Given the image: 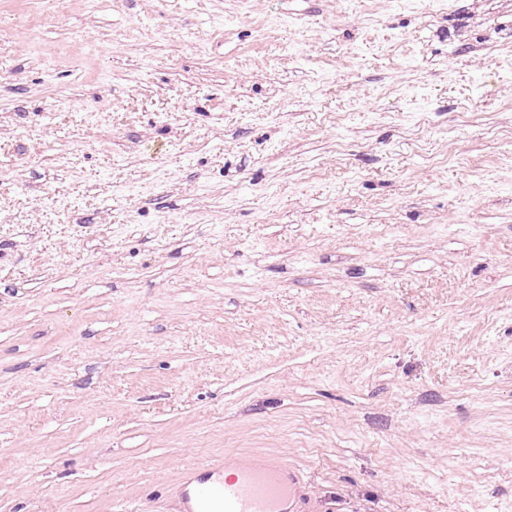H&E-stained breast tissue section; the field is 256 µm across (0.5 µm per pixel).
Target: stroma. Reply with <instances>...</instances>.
Wrapping results in <instances>:
<instances>
[{"instance_id": "35a3bbf8", "label": "stroma", "mask_w": 512, "mask_h": 512, "mask_svg": "<svg viewBox=\"0 0 512 512\" xmlns=\"http://www.w3.org/2000/svg\"><path fill=\"white\" fill-rule=\"evenodd\" d=\"M512 512V0H0V512ZM221 466L198 470L186 489L188 512H295L300 496L299 474L282 460L253 461L240 458L235 474L224 482L211 479Z\"/></svg>"}]
</instances>
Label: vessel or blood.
Instances as JSON below:
<instances>
[{
    "mask_svg": "<svg viewBox=\"0 0 512 512\" xmlns=\"http://www.w3.org/2000/svg\"><path fill=\"white\" fill-rule=\"evenodd\" d=\"M215 466L198 470L186 491L188 512H295L299 474L280 460L239 459L235 474L214 481Z\"/></svg>",
    "mask_w": 512,
    "mask_h": 512,
    "instance_id": "1",
    "label": "vessel or blood"
}]
</instances>
